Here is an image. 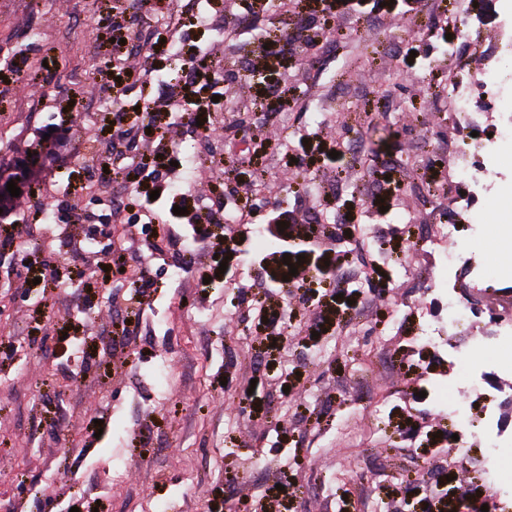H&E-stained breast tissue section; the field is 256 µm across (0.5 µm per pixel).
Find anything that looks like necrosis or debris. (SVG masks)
<instances>
[{
  "instance_id": "necrosis-or-debris-1",
  "label": "necrosis or debris",
  "mask_w": 512,
  "mask_h": 512,
  "mask_svg": "<svg viewBox=\"0 0 512 512\" xmlns=\"http://www.w3.org/2000/svg\"><path fill=\"white\" fill-rule=\"evenodd\" d=\"M499 37L493 48L476 51L471 62L455 64L448 97V108L455 114L458 128L448 139L449 170L453 177L466 178L469 193L453 197L455 218L445 224L430 225L422 247L432 260L433 273L427 279V292L438 293L446 315L423 325L416 338L425 346L447 345L448 357L460 373L450 382L455 400L438 397L437 404L458 423H466L464 396L483 381L487 367H495L512 382V362L503 358L512 352V319L500 320L492 330L463 336V328L474 325L473 311L457 289L456 271L465 267L472 286L488 276L512 279V265L491 264L481 247L484 227L473 212L481 201L512 193V171L502 168L503 152L512 149V0H499ZM467 223L469 234L458 238L460 223ZM456 240L455 250H447L448 240ZM479 436L485 447L484 471L499 482L501 495L512 494V485L502 482L503 472L512 469V435L500 426L496 406H486Z\"/></svg>"
}]
</instances>
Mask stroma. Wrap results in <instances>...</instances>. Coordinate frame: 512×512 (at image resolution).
<instances>
[{"mask_svg": "<svg viewBox=\"0 0 512 512\" xmlns=\"http://www.w3.org/2000/svg\"><path fill=\"white\" fill-rule=\"evenodd\" d=\"M134 17L123 47L109 0H0V171L37 166L10 207L30 227L0 246V512H476L498 499L483 448L426 395L453 372L441 350L415 344L413 303L431 307L430 259L411 247L437 214L448 172V44L428 29L435 0H333L244 16L239 0H171ZM288 45L270 57L267 38ZM173 37L154 57L144 40ZM208 49L213 81H186ZM264 69V78L245 73ZM153 97L211 101L209 131L187 119L163 138L113 128L105 113ZM54 124L49 151L38 127ZM141 150L177 178L189 206L228 205L192 268L184 245L158 234L112 239L140 259L149 298L116 276L81 224L44 240L36 210L117 209L130 189L101 180L113 146ZM339 156H332V149ZM303 162L296 191L293 161ZM268 196L287 238L239 227L234 201ZM371 227L372 257L354 235ZM237 233L234 251L224 237ZM228 253L220 262V253ZM298 258L296 269L285 257ZM347 262L323 275L313 258ZM414 273L405 276L407 262ZM67 285L50 291L44 275ZM484 321L512 316V281L472 292ZM263 335H256L258 320ZM472 419L498 407L512 431V389L487 374L467 396ZM468 446L466 465L448 450Z\"/></svg>", "mask_w": 512, "mask_h": 512, "instance_id": "1", "label": "stroma"}]
</instances>
